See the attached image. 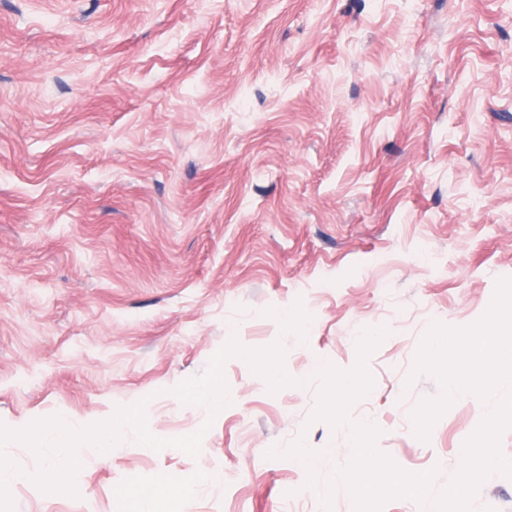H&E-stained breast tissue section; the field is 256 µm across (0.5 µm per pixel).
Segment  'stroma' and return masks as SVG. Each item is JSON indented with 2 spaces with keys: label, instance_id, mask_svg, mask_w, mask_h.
<instances>
[{
  "label": "stroma",
  "instance_id": "35a3bbf8",
  "mask_svg": "<svg viewBox=\"0 0 512 512\" xmlns=\"http://www.w3.org/2000/svg\"><path fill=\"white\" fill-rule=\"evenodd\" d=\"M504 278L512 0H0V424L142 400L154 436L205 432L82 445L74 497L8 442L0 512H435L495 402L419 439L417 352ZM233 338L291 385L234 356L228 404L182 403ZM363 425L420 491L350 492ZM469 512H512V478Z\"/></svg>",
  "mask_w": 512,
  "mask_h": 512
}]
</instances>
